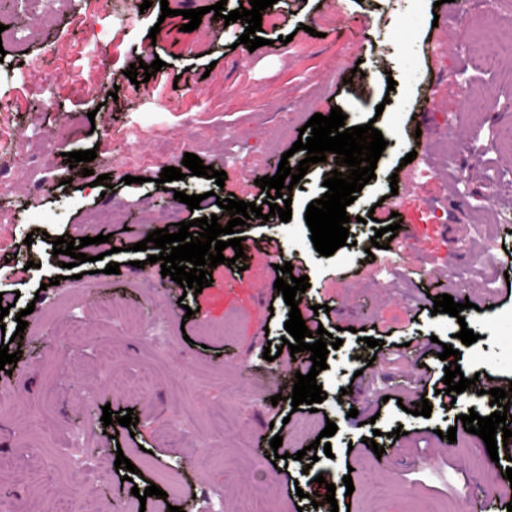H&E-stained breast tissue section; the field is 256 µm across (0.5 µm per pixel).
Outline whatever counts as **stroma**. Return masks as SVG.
<instances>
[{"label": "stroma", "instance_id": "1", "mask_svg": "<svg viewBox=\"0 0 512 512\" xmlns=\"http://www.w3.org/2000/svg\"><path fill=\"white\" fill-rule=\"evenodd\" d=\"M151 2L140 13L119 0L103 10L92 0H28L0 19L16 33L0 39V98L11 111L0 303L28 312L18 342L14 315L0 320L20 354L12 371L0 370V389L10 393L0 400V512H110L118 503L124 512H158L163 501L182 512H483L512 462L490 468L458 417L491 415L489 396L468 393L454 405L446 394L407 389L403 377L416 365L441 376L438 354L448 344L467 378L512 379V300L469 311L463 325L432 311L441 293L458 303L476 285L496 293L512 260V0H498L491 16L482 0H458L439 21L435 0H276L264 14L277 22L263 24L267 43L253 51L239 42L241 20L182 31L180 10L217 0ZM165 5L173 16L162 17ZM133 58L163 62L142 95L124 74ZM35 61L61 76L52 106L41 104ZM335 106L346 127L374 123L387 143L375 179L346 208L349 245L320 255L305 221L336 167L331 153L293 188L290 221L251 219L243 235L256 249L246 270L221 264L201 293H165L160 264L133 244L168 224L220 214L221 198L262 204L267 194L255 178L306 158L292 149L300 129ZM418 122L431 128L427 161L409 176L398 166ZM46 136L56 152L38 166L32 156ZM90 149L97 156L86 168L108 175L109 190L65 159ZM188 153L225 171L224 184L189 175L159 185L162 169L181 167ZM178 191L201 196L199 209L175 200ZM385 196L414 225L407 256L455 272L456 282L439 287L372 248L368 215ZM106 206L120 209L121 223L95 224ZM65 234L107 237L85 246L88 260L74 268L81 293L57 282L53 239ZM268 243L308 276L301 305H328L316 321L343 341L316 377L326 398L314 409L270 401L288 356L270 362L259 351L280 349L290 308L261 289L273 277L260 252ZM113 262L118 273L105 274ZM117 304L139 309L158 335L111 321L107 310ZM216 327L224 335H213ZM464 327L475 343L458 339ZM369 337L377 347H367ZM418 339L426 348L413 349ZM379 355L383 372L366 374ZM424 398L427 417L414 413ZM107 406L132 410L137 425H103ZM179 413L186 422L176 430L169 417ZM330 421V455H303ZM399 428L403 436L392 438ZM451 428L453 443L443 437ZM277 435L283 458L255 470ZM199 437L210 444L203 457ZM372 438L383 455L368 448ZM120 453L138 469L132 480L114 466ZM319 475L335 485L337 510L313 507ZM152 485L166 500L131 493Z\"/></svg>", "mask_w": 512, "mask_h": 512}]
</instances>
